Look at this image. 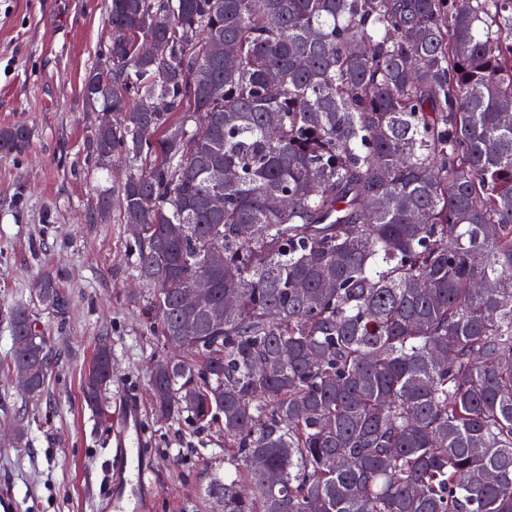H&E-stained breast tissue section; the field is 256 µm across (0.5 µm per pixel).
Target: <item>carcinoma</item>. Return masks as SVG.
Segmentation results:
<instances>
[{"instance_id": "carcinoma-1", "label": "carcinoma", "mask_w": 512, "mask_h": 512, "mask_svg": "<svg viewBox=\"0 0 512 512\" xmlns=\"http://www.w3.org/2000/svg\"><path fill=\"white\" fill-rule=\"evenodd\" d=\"M107 26L83 97L127 119L88 147L129 166L154 413L218 421L231 449L208 495L512 512V0H110ZM28 140L0 129L1 152ZM33 291L68 307L49 276ZM9 320L38 396L50 352L29 307ZM92 368L105 419L108 344Z\"/></svg>"}]
</instances>
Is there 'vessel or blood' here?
Returning a JSON list of instances; mask_svg holds the SVG:
<instances>
[{"label":"vessel or blood","instance_id":"1","mask_svg":"<svg viewBox=\"0 0 512 512\" xmlns=\"http://www.w3.org/2000/svg\"><path fill=\"white\" fill-rule=\"evenodd\" d=\"M147 446L141 408L137 402H125L114 413L111 434L110 512H144V495L153 484Z\"/></svg>","mask_w":512,"mask_h":512}]
</instances>
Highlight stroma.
I'll return each instance as SVG.
<instances>
[{"mask_svg":"<svg viewBox=\"0 0 512 512\" xmlns=\"http://www.w3.org/2000/svg\"><path fill=\"white\" fill-rule=\"evenodd\" d=\"M107 0H0V128L29 130L27 147L0 152V480L20 512H99L111 423H98L82 378L100 343L112 347L109 406L140 401L155 487L148 512H222L208 496L224 469L218 424L157 423L145 380L156 341L141 314L145 291L131 273L127 225L118 220L124 164L97 170L88 136L99 119L82 96L85 74L106 39ZM110 215L92 210L99 190ZM51 276L65 314L32 292ZM29 305L53 356L43 393L28 397L5 372L12 352L6 311ZM27 427L17 443L15 424Z\"/></svg>","mask_w":512,"mask_h":512,"instance_id":"stroma-1","label":"stroma"}]
</instances>
